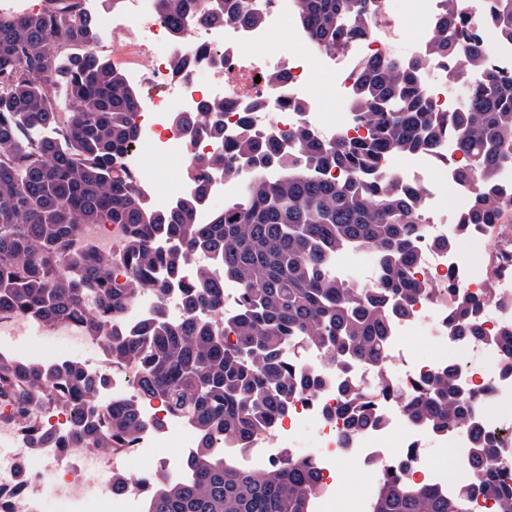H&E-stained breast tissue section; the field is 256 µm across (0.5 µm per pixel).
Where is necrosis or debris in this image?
Here are the masks:
<instances>
[{
  "label": "necrosis or debris",
  "mask_w": 512,
  "mask_h": 512,
  "mask_svg": "<svg viewBox=\"0 0 512 512\" xmlns=\"http://www.w3.org/2000/svg\"><path fill=\"white\" fill-rule=\"evenodd\" d=\"M382 6L372 28L358 38L320 50L303 42V31L295 22V0H248L253 23L198 25L186 21L187 38L174 40L169 26L159 18L155 0H121V6L100 16V31L112 43L113 51L127 64L125 79L146 88L141 108L133 116L139 139L122 158V167L139 173L144 149L161 152L167 159L187 166L194 157L222 154L228 144L252 135L287 143L288 133L305 127L318 139L336 140L361 135L354 120L329 122L322 107L310 94L315 82L336 87L341 104H348L356 90V80L364 62L397 54L404 43L416 51L427 49L438 31L441 0H414L417 19L403 24L393 0ZM492 0H463L457 25L459 40L489 41ZM288 27L283 43L273 41L275 31ZM183 57L193 60L187 75L176 74L174 65ZM206 80H199V73ZM223 103L224 136H187L178 129L173 115L199 112L207 105ZM378 173L423 187L422 207L429 235L420 239L419 249L426 261L419 270L432 291L421 297L412 312L392 323L383 365L372 369L361 363L349 366L346 376L360 388L371 391L380 384L395 388V397L383 400L378 408L377 427L347 435V422L337 413L335 385L295 400L287 416L269 431L259 433L250 447L240 448L229 439L217 441L215 451L235 469H254L259 463H274L284 456L297 455L305 434H312L317 451L312 459L321 474L323 489L317 496L315 512H370L372 490L389 474L406 483L427 482L454 494L460 491L471 469L472 440L469 434L451 430L436 435L425 433L405 417L401 403L415 393L423 376L446 368V358L414 356L406 343L408 336L422 330L433 340L448 339V285L455 282L469 291L490 295L480 314L482 327L489 332L512 324V219L492 225L474 226L465 239L464 251L433 249L431 239L446 236L457 223L468 198V188L453 186V203L441 210L431 187V161L423 155L389 153L379 163ZM254 174L251 164L237 159L232 170L215 167L207 173V191L198 194L196 181L184 176L175 191H160L140 177L136 188L153 212L171 209L184 198L197 200L199 223H209L213 199L237 203L243 188ZM121 229L98 224L82 229L73 247L78 252L106 259L118 254ZM38 331L42 336L75 347L92 350V358L73 362L70 358L46 354L38 366L47 373H62L79 367L84 375L104 382L96 405L99 413L133 396L138 370L116 369L106 343L87 335L81 320L51 324L34 312H0V359L29 363L24 335ZM464 363L458 364L456 383L464 391L483 400L479 421L499 438L497 463L504 479H512V373L504 371L502 351L486 342L458 343ZM144 435L132 447L112 453L98 448H75L71 438L76 422L68 392L42 391L35 395L29 411H21L17 401L0 403V445L14 448L6 464L0 465V512H41L37 496L40 473L57 474L56 493L66 512H143L155 479L181 483L190 479L185 465L198 446L193 423L184 416L168 413L159 400L141 403ZM176 443L172 458L130 476V489L100 495L99 486L111 482L122 458H152L155 448ZM453 449L458 473L448 479L430 469L427 459L432 449ZM356 459L369 475L370 489L356 503H349L337 478L338 464Z\"/></svg>",
  "instance_id": "necrosis-or-debris-1"
}]
</instances>
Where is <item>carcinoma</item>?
I'll return each instance as SVG.
<instances>
[{"mask_svg": "<svg viewBox=\"0 0 512 512\" xmlns=\"http://www.w3.org/2000/svg\"><path fill=\"white\" fill-rule=\"evenodd\" d=\"M296 3L300 25L320 49L362 35L379 9L378 0ZM156 7L176 38L188 13L201 24L252 20L245 0L228 12L224 0H156ZM461 8V0H442L438 37L424 53L363 67L351 107L366 136L318 141L300 127L288 132L300 161L285 159L280 144L266 139L238 141L224 160L194 159L190 173L200 195L213 165L230 168L245 157L255 168L244 203L224 206L209 224L197 223L194 197L149 212L120 166L139 137L132 115L140 97L97 51L98 22L79 0H43L37 12H0V311L33 310L51 322L83 315L87 330L110 346L114 365L139 369L141 395L194 422L200 447L187 461L193 481L157 482L148 512H311L322 484L308 459L287 457L260 473L239 472L225 468L211 448L222 437L248 447L288 413L292 400L324 386L288 353L301 345L318 348L338 371L353 362L376 366L392 321L431 291L416 277L418 240L425 234L421 194L391 177L373 178L382 155H434L443 136L454 139L462 155L456 175L470 185V196L462 222L450 225L437 248L457 249L465 225L496 224L507 210L498 176L512 165V77L492 66L486 44L458 40ZM493 32L512 43V0H496ZM461 52L465 69L451 74L460 105L436 112L423 73L431 62L451 63ZM56 86L66 91L67 112L59 111ZM175 120L224 137L216 117L177 112ZM39 128L50 133L32 138ZM270 167L280 168L274 179L266 175ZM333 169L339 172L334 179L326 176ZM89 224L121 227V265L64 254L63 246ZM156 238L175 245L161 250ZM350 245L373 256L376 287L352 288L328 274L330 257ZM211 253L221 270L198 266L184 296L186 315L170 319L165 286L152 278L154 271L163 268L177 281L186 262ZM223 279L241 289L231 322L218 318ZM144 286L161 296L153 319L131 335L111 329ZM448 290V340L488 339L512 357V325L485 336L478 321L485 299L462 285ZM455 378L450 364L426 377L402 407L427 432L471 435L469 487L447 496L389 475L374 494L372 512H467L476 495L493 499L495 512H512V484L497 470V439L478 426L481 398L462 392ZM19 381L35 389L59 384L76 395V448H129L141 438L139 400L112 407L103 427L91 406L99 382L78 370L54 379L33 365L0 360V401L14 398ZM339 395L352 431L379 423L374 396L346 385Z\"/></svg>", "mask_w": 512, "mask_h": 512, "instance_id": "1", "label": "carcinoma"}]
</instances>
